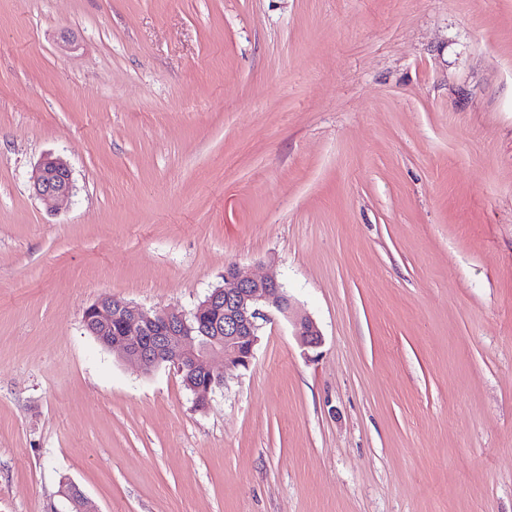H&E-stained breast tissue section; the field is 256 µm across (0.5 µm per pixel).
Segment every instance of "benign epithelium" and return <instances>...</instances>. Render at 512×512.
I'll list each match as a JSON object with an SVG mask.
<instances>
[{
    "mask_svg": "<svg viewBox=\"0 0 512 512\" xmlns=\"http://www.w3.org/2000/svg\"><path fill=\"white\" fill-rule=\"evenodd\" d=\"M33 191L46 200H65L73 192L67 162L51 154L39 162ZM288 321L306 348L322 344L316 323L296 313L285 286L272 276L224 268L223 284L212 289L190 313L147 311L117 296L102 294L82 316L84 330L123 361L150 374L171 365L182 375L196 407L205 408L224 385L225 374L251 364L261 330L278 319ZM61 494L76 512H96L74 484Z\"/></svg>",
    "mask_w": 512,
    "mask_h": 512,
    "instance_id": "benign-epithelium-1",
    "label": "benign epithelium"
}]
</instances>
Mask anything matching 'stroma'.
<instances>
[{"instance_id": "obj_1", "label": "stroma", "mask_w": 512, "mask_h": 512, "mask_svg": "<svg viewBox=\"0 0 512 512\" xmlns=\"http://www.w3.org/2000/svg\"><path fill=\"white\" fill-rule=\"evenodd\" d=\"M231 263L322 346L264 327L201 410L83 329ZM65 481L97 512H512V0H0V512H67ZM72 172L67 162L52 154L39 162L33 177V191L46 200H65L73 192Z\"/></svg>"}]
</instances>
